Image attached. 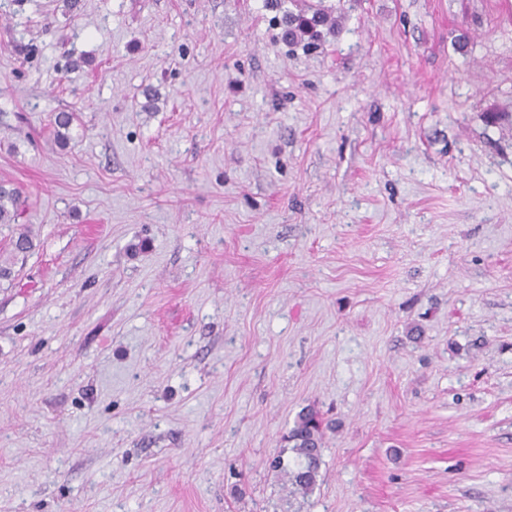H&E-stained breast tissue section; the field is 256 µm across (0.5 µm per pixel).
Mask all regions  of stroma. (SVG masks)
Returning <instances> with one entry per match:
<instances>
[{
	"label": "stroma",
	"mask_w": 512,
	"mask_h": 512,
	"mask_svg": "<svg viewBox=\"0 0 512 512\" xmlns=\"http://www.w3.org/2000/svg\"><path fill=\"white\" fill-rule=\"evenodd\" d=\"M308 2L0 0V512H512V0ZM330 18L328 9L309 7L300 13L288 14V38L297 39L318 35V28L327 25ZM24 192L11 182H0V225L16 224L26 208ZM327 427L328 423L324 424L318 414H301L288 435V440L293 443L290 449L297 462L290 467L279 460L276 465L284 482L291 487V493L299 494L303 499L318 485L322 463V440L324 428Z\"/></svg>",
	"instance_id": "stroma-1"
}]
</instances>
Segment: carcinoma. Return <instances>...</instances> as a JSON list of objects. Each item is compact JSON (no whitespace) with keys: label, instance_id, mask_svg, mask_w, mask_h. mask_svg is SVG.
<instances>
[{"label":"carcinoma","instance_id":"obj_1","mask_svg":"<svg viewBox=\"0 0 512 512\" xmlns=\"http://www.w3.org/2000/svg\"><path fill=\"white\" fill-rule=\"evenodd\" d=\"M330 13L324 8L310 7L299 13L288 14V38L297 39L318 35V28L327 25ZM77 115L73 112H57L52 119L53 136L62 143L69 139V130ZM488 127L500 129L512 127L511 112H488L484 115ZM26 208L24 192L11 182H0V225L17 223ZM14 257L24 256L34 248V238L27 229L20 231L11 240ZM326 424L318 414L307 412L299 416L290 430L288 440L296 463L290 467L277 463L281 476L292 493L307 497L318 485L322 463V440Z\"/></svg>","mask_w":512,"mask_h":512}]
</instances>
